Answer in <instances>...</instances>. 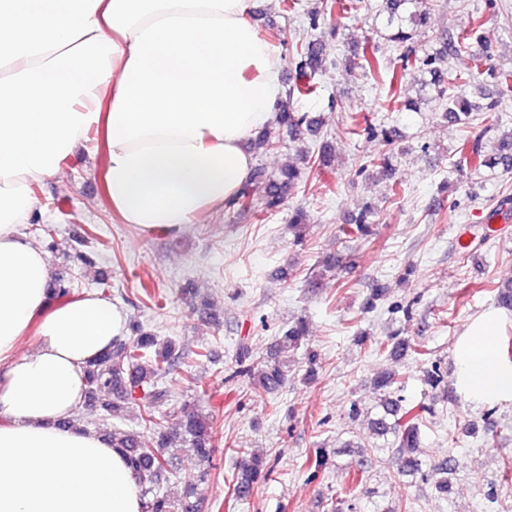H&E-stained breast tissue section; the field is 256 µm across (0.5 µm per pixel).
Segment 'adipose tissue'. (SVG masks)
<instances>
[{
  "instance_id": "obj_1",
  "label": "adipose tissue",
  "mask_w": 512,
  "mask_h": 512,
  "mask_svg": "<svg viewBox=\"0 0 512 512\" xmlns=\"http://www.w3.org/2000/svg\"><path fill=\"white\" fill-rule=\"evenodd\" d=\"M255 0H0V512H143L126 456L65 428L90 361L127 334L101 294L59 299L48 255L17 230L33 186L102 145V202L144 234L181 232L248 180L245 141L284 87ZM489 309L455 344L472 402L512 400ZM33 351L21 352L29 329Z\"/></svg>"
}]
</instances>
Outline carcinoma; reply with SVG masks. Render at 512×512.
Masks as SVG:
<instances>
[{"label": "carcinoma", "instance_id": "obj_1", "mask_svg": "<svg viewBox=\"0 0 512 512\" xmlns=\"http://www.w3.org/2000/svg\"><path fill=\"white\" fill-rule=\"evenodd\" d=\"M389 3L384 27L390 31L389 41L400 48V69L392 70L391 82L400 83L408 68L422 67L436 71L444 66L448 57L467 51L470 41L475 38L479 25L455 35L441 37L443 50L435 54H418L409 46L411 32L406 24L423 26L427 22V9L418 7L419 0H386ZM330 47L321 37L300 45L293 53L296 70V84L287 91L286 97L278 105L277 120L268 126L258 138V145L268 150H277L284 139L296 141L304 134H314L322 126V121L306 112H299L290 105L294 96L306 97L317 92L315 75L328 60ZM476 72L462 79L457 78L451 86L437 84L434 86L436 99L445 118L462 125H471L479 120L491 127L497 123V101L492 100L474 112V106L462 95L460 90L471 80L489 73L498 87V95L512 93V71H498L489 63L486 55L475 58ZM465 160L474 168L502 167L512 170V139L502 142L500 153L493 159H487L481 153L477 143H465L461 149ZM306 172L290 165L279 173L264 179L253 178L247 181L241 191L226 204L228 209L240 212H253L259 216L279 210L288 201L292 189L306 185ZM374 209L370 206L361 210L353 223L342 228V233L350 237H363L371 233ZM306 336L304 321L298 320L285 325L276 339L277 353L282 358L268 370H256V352L247 339H240L235 352V369L224 377L231 383L239 376L252 380V388L257 396L272 393L281 387L288 378V353L299 348ZM374 348L379 352L387 350L398 353L411 350L418 356L425 355L420 347L396 336L374 341ZM181 358L176 352V344L171 340L160 341L157 336L147 331H138L132 339L120 340L104 355L90 362L87 369L88 399L85 409L102 417L117 414L118 402L130 399L140 391L146 401L140 414L142 431L156 436V445L146 448L141 435L135 432H112V447L119 448L129 460L135 478L142 487L145 512H198L197 501L193 500L197 483L205 480L206 472L188 470L181 476L185 484V494L178 503L171 502L167 496L154 489L163 472L168 470L170 460L166 456L170 435L163 430V416L156 411L155 403L166 397V391L159 388L161 380L170 373L175 363ZM386 414L394 421L389 423L381 418L376 422L377 433L383 435L391 432L395 436L396 452L401 459L403 469L417 473L422 466V450L419 444V425L423 422L426 408L422 405L400 404V400L390 397L385 400ZM182 435L191 445L194 456L200 462L210 460L213 448L212 426L209 417L190 411L182 424ZM239 477L233 487L232 498L246 501L252 497L254 487L261 480H267L273 472V466L263 458L239 449ZM326 450L317 448L305 457L302 466L314 479L327 465Z\"/></svg>", "mask_w": 512, "mask_h": 512}]
</instances>
